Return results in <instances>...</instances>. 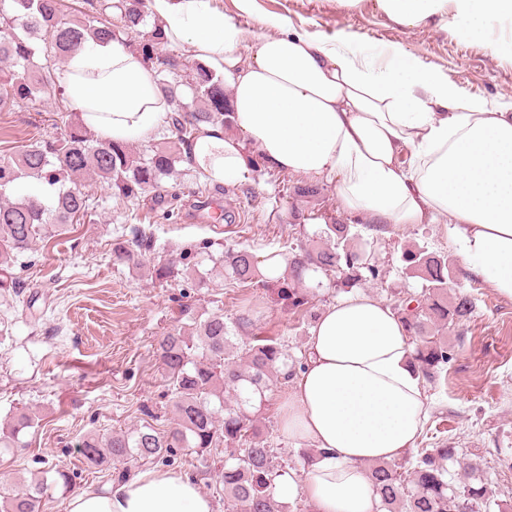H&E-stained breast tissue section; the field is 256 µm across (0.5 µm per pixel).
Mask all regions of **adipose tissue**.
Masks as SVG:
<instances>
[{"instance_id": "obj_1", "label": "adipose tissue", "mask_w": 512, "mask_h": 512, "mask_svg": "<svg viewBox=\"0 0 512 512\" xmlns=\"http://www.w3.org/2000/svg\"><path fill=\"white\" fill-rule=\"evenodd\" d=\"M396 24L512 18V0H376ZM169 43L224 78L236 133L206 127L193 166L213 183L238 180L255 151L273 169L332 188L338 214L386 234L445 221L470 275L512 301V111L463 97L447 75L403 47L384 62L291 30L286 17L232 23L211 0H148ZM57 82L99 137L153 136L169 104L125 37L88 40ZM308 358L279 405L281 433L317 455L272 493L304 496L313 512H381L369 463L408 454L428 415L424 381L402 321L365 293L326 306L307 339ZM68 512H214L187 475L146 470L72 495Z\"/></svg>"}]
</instances>
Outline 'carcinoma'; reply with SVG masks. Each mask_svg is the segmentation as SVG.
<instances>
[{
  "mask_svg": "<svg viewBox=\"0 0 512 512\" xmlns=\"http://www.w3.org/2000/svg\"><path fill=\"white\" fill-rule=\"evenodd\" d=\"M147 0H82L72 14L64 0H0V110L22 102L52 100L56 135L35 140L15 155L0 159V290L17 291L13 277L18 256L36 239L52 238L91 215L86 183L104 184L134 204L151 188L162 185L176 166L186 161L185 149L207 125L229 128L231 110L224 78L200 62L182 75L183 64L159 50L166 44L162 27L147 22ZM122 34L155 72L157 85L171 109L167 124L174 137L150 147L143 155L123 142L99 138L73 113L57 84L54 65L81 49L88 38ZM44 45V61L35 60L33 42ZM27 179L46 184L53 192L47 202L22 194ZM322 244L299 243L286 257L287 271L266 277L261 260L247 248H227L216 259L224 277L239 288L259 287L277 301L310 320L313 288L309 272L336 275V288L349 292L361 282L375 280L379 268L371 263L367 246H354L352 225L326 218ZM152 237L140 229L129 239L112 242L115 264L143 266ZM404 261L423 280L419 292L397 297L393 310L405 321L413 341V360L424 380L434 382L447 371L451 350L444 335L459 334L476 310L466 292L448 295L450 267L443 252L411 251ZM190 267L173 260L152 265L151 279L168 283ZM191 322L164 333L156 353L166 371L168 397L176 418L168 433L144 426L106 435L90 433L80 444L83 460L100 466L111 460L145 461L162 458L175 448L204 453L224 447L225 512H284L272 488L283 467L269 442L253 432L266 392L285 385L295 373V360L284 344L261 336L250 308L224 319L221 311L182 309ZM233 391L224 397L223 388ZM34 419L21 409L0 428V449L22 444L20 434ZM458 449L443 443L419 448L394 462L375 463L369 476L386 512H490L492 500L484 486L469 482L455 487L448 481L447 462ZM47 480L20 482V489L0 494V512H40Z\"/></svg>",
  "mask_w": 512,
  "mask_h": 512,
  "instance_id": "cac0c4a2",
  "label": "carcinoma"
}]
</instances>
